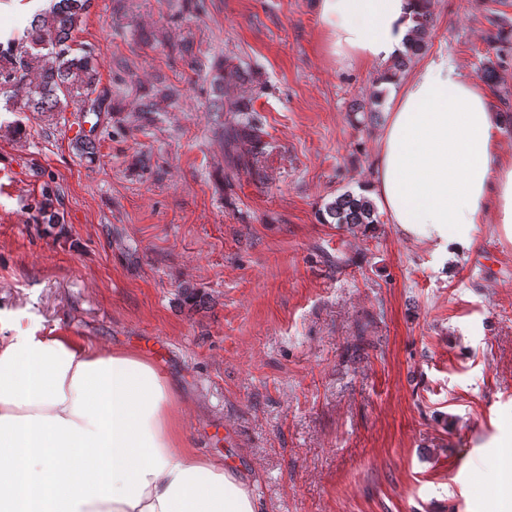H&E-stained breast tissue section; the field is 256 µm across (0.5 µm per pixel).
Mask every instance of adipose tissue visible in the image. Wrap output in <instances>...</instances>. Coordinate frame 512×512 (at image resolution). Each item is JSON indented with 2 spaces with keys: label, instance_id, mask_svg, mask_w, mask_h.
Here are the masks:
<instances>
[{
  "label": "adipose tissue",
  "instance_id": "1",
  "mask_svg": "<svg viewBox=\"0 0 512 512\" xmlns=\"http://www.w3.org/2000/svg\"><path fill=\"white\" fill-rule=\"evenodd\" d=\"M415 0H320L329 51L385 66ZM481 87L447 60L416 67L379 139L369 196L444 248L493 217L512 233V160ZM0 512H255L237 473L185 448L172 390L133 351L0 321Z\"/></svg>",
  "mask_w": 512,
  "mask_h": 512
}]
</instances>
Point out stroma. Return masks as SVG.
I'll return each instance as SVG.
<instances>
[{"mask_svg":"<svg viewBox=\"0 0 512 512\" xmlns=\"http://www.w3.org/2000/svg\"><path fill=\"white\" fill-rule=\"evenodd\" d=\"M50 5L0 0V42ZM433 18L426 57L491 111L512 102V0H434ZM325 33L318 0H91L73 42L104 99L89 150L80 98L47 115L16 87L0 112V313L104 352L162 338L188 447L236 468L256 512H498L512 237L478 224L446 255L384 219L321 223L371 179L409 75L378 85ZM219 75L248 113L215 117ZM248 115L261 143H237L238 171L223 129Z\"/></svg>","mask_w":512,"mask_h":512,"instance_id":"obj_1","label":"stroma"}]
</instances>
